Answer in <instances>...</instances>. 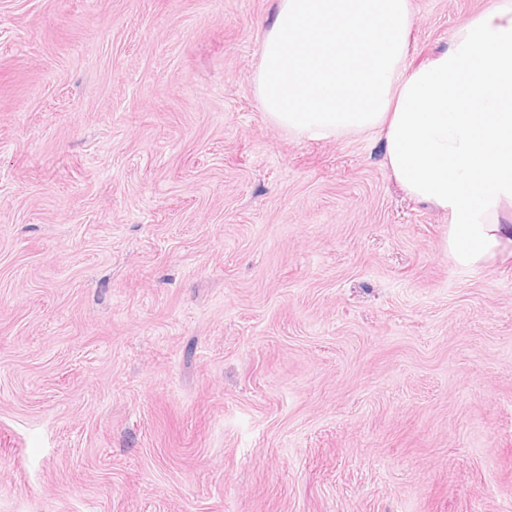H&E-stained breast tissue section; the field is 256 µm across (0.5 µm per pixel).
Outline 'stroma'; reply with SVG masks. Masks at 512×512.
Masks as SVG:
<instances>
[{"instance_id":"1","label":"stroma","mask_w":512,"mask_h":512,"mask_svg":"<svg viewBox=\"0 0 512 512\" xmlns=\"http://www.w3.org/2000/svg\"><path fill=\"white\" fill-rule=\"evenodd\" d=\"M277 2L0 0V512H512V258L271 124Z\"/></svg>"}]
</instances>
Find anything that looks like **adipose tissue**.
<instances>
[{
	"label": "adipose tissue",
	"mask_w": 512,
	"mask_h": 512,
	"mask_svg": "<svg viewBox=\"0 0 512 512\" xmlns=\"http://www.w3.org/2000/svg\"><path fill=\"white\" fill-rule=\"evenodd\" d=\"M414 25L411 0H279L255 92L294 138L376 135L403 191L448 213L445 252L475 267L512 246V0L410 69Z\"/></svg>",
	"instance_id": "ef3b65f1"
}]
</instances>
